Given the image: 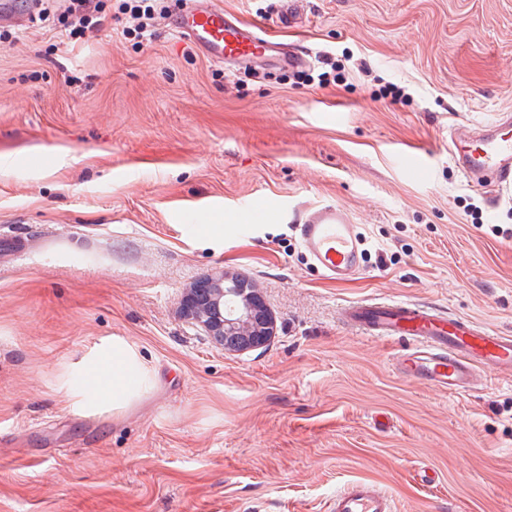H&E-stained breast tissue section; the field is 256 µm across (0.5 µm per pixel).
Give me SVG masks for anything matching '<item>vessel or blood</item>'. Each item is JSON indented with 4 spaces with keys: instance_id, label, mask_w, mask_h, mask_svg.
I'll list each match as a JSON object with an SVG mask.
<instances>
[{
    "instance_id": "obj_1",
    "label": "vessel or blood",
    "mask_w": 512,
    "mask_h": 512,
    "mask_svg": "<svg viewBox=\"0 0 512 512\" xmlns=\"http://www.w3.org/2000/svg\"><path fill=\"white\" fill-rule=\"evenodd\" d=\"M171 22L178 36L193 41L215 63L262 59L277 42L258 27L225 11L223 0H185ZM453 166L475 189L498 195L512 185V114L480 125L456 124L448 131ZM299 240L324 276L352 280L362 269L363 238L347 209L305 207ZM339 320L363 335L412 341L399 362L403 376L456 394L484 383L485 374L512 380V336L409 299H363L340 305ZM330 512H394L391 497L372 480L347 483L329 501Z\"/></svg>"
}]
</instances>
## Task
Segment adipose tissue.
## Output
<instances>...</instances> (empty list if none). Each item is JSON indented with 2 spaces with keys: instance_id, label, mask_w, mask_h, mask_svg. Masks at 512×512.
Instances as JSON below:
<instances>
[{
  "instance_id": "ef3b65f1",
  "label": "adipose tissue",
  "mask_w": 512,
  "mask_h": 512,
  "mask_svg": "<svg viewBox=\"0 0 512 512\" xmlns=\"http://www.w3.org/2000/svg\"><path fill=\"white\" fill-rule=\"evenodd\" d=\"M73 374L81 382L72 386L71 396L75 406L81 409L109 406L113 411H122L149 384L136 352L120 339L100 346L90 356L74 363Z\"/></svg>"
}]
</instances>
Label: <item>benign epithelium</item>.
<instances>
[{"instance_id": "1", "label": "benign epithelium", "mask_w": 512, "mask_h": 512, "mask_svg": "<svg viewBox=\"0 0 512 512\" xmlns=\"http://www.w3.org/2000/svg\"><path fill=\"white\" fill-rule=\"evenodd\" d=\"M179 316L199 329L213 344L224 347L228 338L242 339L241 350L268 344L276 335V321L256 285L222 270L204 275L184 290Z\"/></svg>"}]
</instances>
